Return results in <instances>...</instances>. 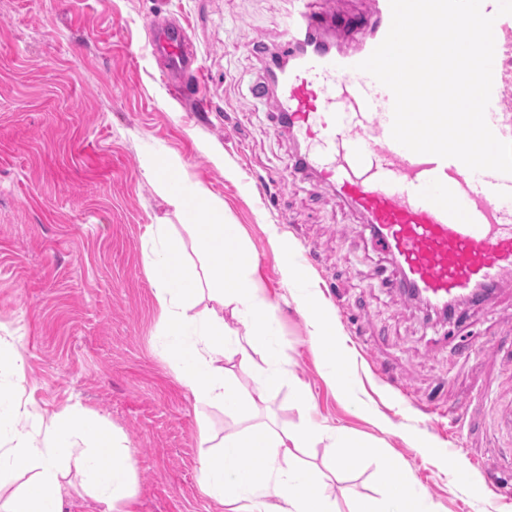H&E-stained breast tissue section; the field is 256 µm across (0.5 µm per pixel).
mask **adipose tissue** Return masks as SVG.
I'll use <instances>...</instances> for the list:
<instances>
[{
    "label": "adipose tissue",
    "instance_id": "1",
    "mask_svg": "<svg viewBox=\"0 0 512 512\" xmlns=\"http://www.w3.org/2000/svg\"><path fill=\"white\" fill-rule=\"evenodd\" d=\"M203 196L188 184L164 189L167 204L191 221V242L170 225L149 227L146 260L156 281L160 347L174 359L182 384L197 401L220 406L231 417L254 404V390L232 380L235 361L256 369L258 389L292 385L303 419L288 430L251 424L217 444L207 425H200V441L211 452L200 462L199 483L229 512H333L320 475L301 453L329 441L336 450L333 466L342 469L357 451L345 436L309 417L307 392L279 353L275 306L255 285L256 260L234 225L197 223ZM192 248L208 254V261L188 266ZM282 273L313 342L323 346L336 333L334 313L316 306V283L308 272L296 270L288 259ZM27 415V403L13 384L0 382V489L11 490L0 512H64L66 497L77 487L103 512H130L133 463L121 437L100 420L67 408L47 417L38 440L20 428ZM378 482L380 499L361 502L357 512H417L406 469L380 465Z\"/></svg>",
    "mask_w": 512,
    "mask_h": 512
}]
</instances>
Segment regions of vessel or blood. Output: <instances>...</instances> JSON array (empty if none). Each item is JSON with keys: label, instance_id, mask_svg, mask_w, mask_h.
I'll return each mask as SVG.
<instances>
[{"label": "vessel or blood", "instance_id": "1", "mask_svg": "<svg viewBox=\"0 0 512 512\" xmlns=\"http://www.w3.org/2000/svg\"><path fill=\"white\" fill-rule=\"evenodd\" d=\"M494 17L493 87L486 112L496 137L512 142V15ZM312 0H293L281 51L293 65L279 77L281 113L305 150L295 162L358 209L377 246L393 257L395 288L435 308L486 290L512 274V174L474 172L454 158L418 154L391 137L394 97L357 65L384 40L389 0H374L368 32L354 52L332 50L318 37ZM151 47L163 76L178 86L197 66L186 29L154 19Z\"/></svg>", "mask_w": 512, "mask_h": 512}]
</instances>
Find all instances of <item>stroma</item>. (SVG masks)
<instances>
[{
    "mask_svg": "<svg viewBox=\"0 0 512 512\" xmlns=\"http://www.w3.org/2000/svg\"><path fill=\"white\" fill-rule=\"evenodd\" d=\"M289 3L0 0V337L22 359V428L37 433L69 406L91 411L127 440L135 512H223L198 483L199 424L219 441L239 423L197 403L159 347L146 231L190 235L157 188L162 175L202 189L250 244L312 418L372 447L339 471L328 443L308 449L336 512L377 497L380 461L411 471L424 512H512V276L443 318L392 287L394 264L356 209L294 170L275 94L252 95ZM154 17L187 26L204 88L189 74L185 97L170 94L150 52ZM291 252L311 253L319 299L337 310L359 403L323 377L282 277ZM246 419L288 428L302 416L281 385ZM414 433L431 448L411 447ZM435 448L450 466L434 463Z\"/></svg>",
    "mask_w": 512,
    "mask_h": 512,
    "instance_id": "1",
    "label": "stroma"
}]
</instances>
